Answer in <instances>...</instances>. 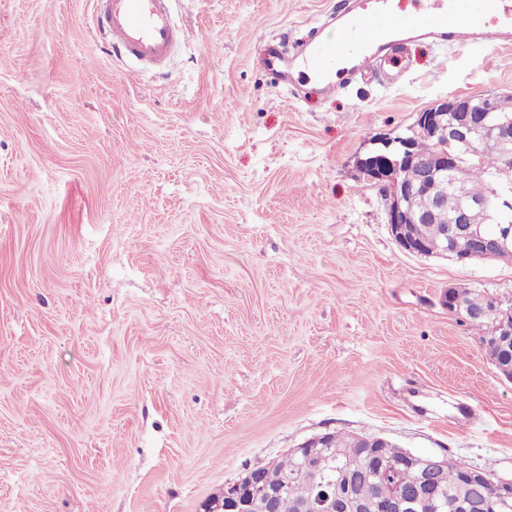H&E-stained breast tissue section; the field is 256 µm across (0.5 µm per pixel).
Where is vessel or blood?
<instances>
[{
	"instance_id": "vessel-or-blood-1",
	"label": "vessel or blood",
	"mask_w": 512,
	"mask_h": 512,
	"mask_svg": "<svg viewBox=\"0 0 512 512\" xmlns=\"http://www.w3.org/2000/svg\"><path fill=\"white\" fill-rule=\"evenodd\" d=\"M94 2L109 54L130 61L129 77H137V64L163 65L173 44L184 36L171 20L170 0ZM437 2L435 8L406 17L393 0H353L334 17V38L313 30L305 47L294 55L269 41L262 47V61L273 73L289 79L298 70H308L328 93L336 87L332 76L337 70L348 80L378 74L388 66L407 71L402 53L418 40L484 49L512 44V0Z\"/></svg>"
}]
</instances>
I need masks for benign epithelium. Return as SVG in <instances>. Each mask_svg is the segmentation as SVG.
<instances>
[{"label":"benign epithelium","mask_w":512,"mask_h":512,"mask_svg":"<svg viewBox=\"0 0 512 512\" xmlns=\"http://www.w3.org/2000/svg\"><path fill=\"white\" fill-rule=\"evenodd\" d=\"M499 96L474 98L449 97L439 100L417 113L413 130L434 140L438 151L432 157H419L413 152L412 140L400 138L401 156L391 159L385 155L369 156L360 161V170L371 182L384 188L386 220L395 241L404 251L417 256H441L457 262L476 259H494L512 248V224L501 223L502 216L512 208V200L502 193V186L512 182V117L500 112ZM496 139L502 147V166L499 188L480 198H471L460 187L458 172L462 151L472 147L484 137ZM417 170L416 178H402L403 168ZM454 186L453 203H448L447 181ZM421 194L433 196V207L417 211L412 201ZM448 209V224L442 230L441 244L428 247L407 235L409 224H431L435 211ZM483 212L488 219L499 224L494 234L472 223V214ZM463 288L452 286L446 290L443 305L448 312L471 321L481 318L478 307L462 303ZM495 337L512 341V307L495 331ZM335 442L331 433L311 437L289 453L297 456L302 465L321 475L325 468L322 448ZM410 465L417 472V482L410 493L404 491L397 477L400 469ZM448 468V457L435 453H418L403 449L397 456L382 460L377 469L382 512H405L418 501H435L440 495V477ZM472 494L465 500L450 505V512H491L493 506L512 498V480L493 479L476 468L467 473ZM288 479L271 485L254 472L224 486L221 496L210 500L204 512H252L261 507L273 512L278 498L286 490ZM316 495L302 506L303 512H333L340 504L346 512H358L361 503L329 482L317 480Z\"/></svg>","instance_id":"obj_1"}]
</instances>
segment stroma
Segmentation results:
<instances>
[{
    "mask_svg": "<svg viewBox=\"0 0 512 512\" xmlns=\"http://www.w3.org/2000/svg\"><path fill=\"white\" fill-rule=\"evenodd\" d=\"M346 0H171L139 80L91 0H0V512H203L323 432L512 479V381L448 287L512 262L415 256L358 161L449 96L512 94V46L277 82Z\"/></svg>",
    "mask_w": 512,
    "mask_h": 512,
    "instance_id": "obj_1",
    "label": "stroma"
}]
</instances>
